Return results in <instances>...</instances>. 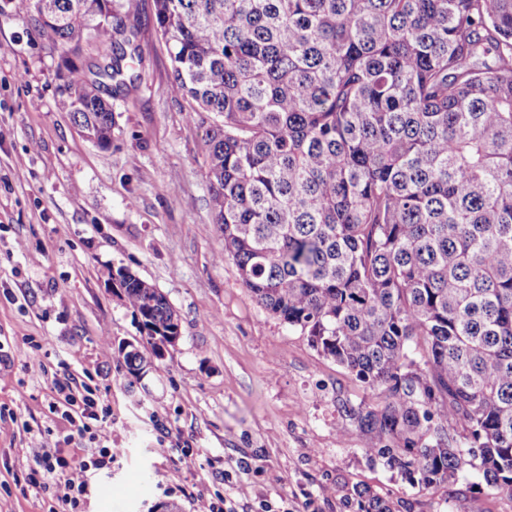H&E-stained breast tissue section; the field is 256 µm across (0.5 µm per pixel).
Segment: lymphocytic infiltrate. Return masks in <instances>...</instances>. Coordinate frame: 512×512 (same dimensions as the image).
I'll return each instance as SVG.
<instances>
[{"instance_id":"f902f5d3","label":"lymphocytic infiltrate","mask_w":512,"mask_h":512,"mask_svg":"<svg viewBox=\"0 0 512 512\" xmlns=\"http://www.w3.org/2000/svg\"><path fill=\"white\" fill-rule=\"evenodd\" d=\"M50 408L59 415L64 436L45 434L32 442L29 454L35 466L25 476L22 492L53 491L60 512H79L91 494L95 472L109 468L120 455L116 446H98L84 449L82 455L63 452L62 444L70 443L72 436H86L93 424L105 422L101 404L94 390L72 377L56 378L51 382Z\"/></svg>"}]
</instances>
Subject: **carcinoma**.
<instances>
[{"label":"carcinoma","mask_w":512,"mask_h":512,"mask_svg":"<svg viewBox=\"0 0 512 512\" xmlns=\"http://www.w3.org/2000/svg\"><path fill=\"white\" fill-rule=\"evenodd\" d=\"M133 0H3L57 52V106L112 145ZM207 131L211 208L250 297L382 405L340 436L413 484L512 495V0H154ZM138 378L180 323L124 266ZM359 512H393L356 491Z\"/></svg>","instance_id":"1"}]
</instances>
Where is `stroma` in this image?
Here are the masks:
<instances>
[{"instance_id": "35a3bbf8", "label": "stroma", "mask_w": 512, "mask_h": 512, "mask_svg": "<svg viewBox=\"0 0 512 512\" xmlns=\"http://www.w3.org/2000/svg\"><path fill=\"white\" fill-rule=\"evenodd\" d=\"M138 80L112 99V145L86 139L55 106L57 54L24 17L0 13V512H49L21 494L35 429L52 427L53 378L88 383L122 448L94 479L86 512H357L366 487L395 512H512V496L467 467L409 483L370 457L358 431L339 438L338 397L361 382L300 330L251 299L210 207L206 126L172 87L153 0H139ZM153 284L182 338L135 380L120 343L138 323L110 268ZM80 360H73V350ZM193 451V468L182 462ZM248 488L241 497L239 488Z\"/></svg>"}]
</instances>
